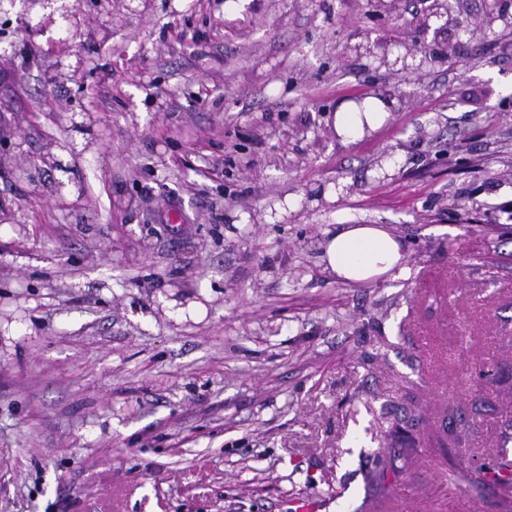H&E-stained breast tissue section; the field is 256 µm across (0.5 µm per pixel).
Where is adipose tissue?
Listing matches in <instances>:
<instances>
[{"label": "adipose tissue", "mask_w": 512, "mask_h": 512, "mask_svg": "<svg viewBox=\"0 0 512 512\" xmlns=\"http://www.w3.org/2000/svg\"><path fill=\"white\" fill-rule=\"evenodd\" d=\"M384 102L370 103L363 112L336 115V134L349 140L364 129H377L387 119ZM322 260L337 278L367 283L386 274L404 271L407 255L402 242L381 224H341L323 244Z\"/></svg>", "instance_id": "obj_1"}]
</instances>
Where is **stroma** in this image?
Segmentation results:
<instances>
[{
  "mask_svg": "<svg viewBox=\"0 0 512 512\" xmlns=\"http://www.w3.org/2000/svg\"><path fill=\"white\" fill-rule=\"evenodd\" d=\"M338 224L408 273L336 279ZM488 459L512 0H0V512H500ZM334 123L336 134L343 140H349L362 134L365 126L375 130L387 119L389 112L386 104L380 100L369 103L366 112H336ZM510 466L509 465H501L497 467L496 465L493 467L479 469L477 471L469 473L467 470H464L462 467L452 469V476L461 477L467 480H470L471 483L475 486V488H480L483 482L489 478V475L492 474L493 480L499 485L502 482H512L511 472L510 475L508 473ZM466 471V472H465ZM506 473V474H503Z\"/></svg>",
  "mask_w": 512,
  "mask_h": 512,
  "instance_id": "obj_1",
  "label": "stroma"
}]
</instances>
